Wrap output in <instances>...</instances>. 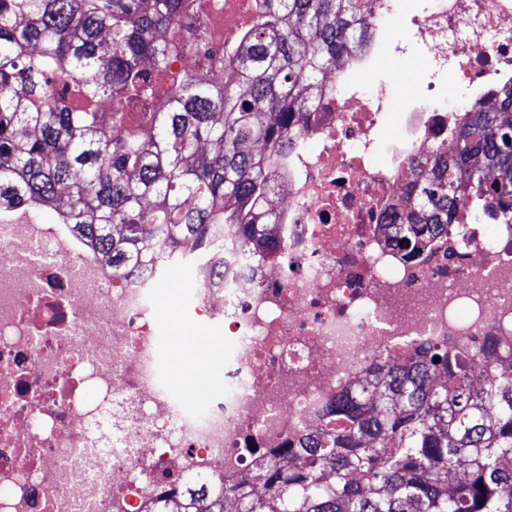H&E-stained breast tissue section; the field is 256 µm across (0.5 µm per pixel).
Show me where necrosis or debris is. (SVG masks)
<instances>
[{
    "mask_svg": "<svg viewBox=\"0 0 512 512\" xmlns=\"http://www.w3.org/2000/svg\"><path fill=\"white\" fill-rule=\"evenodd\" d=\"M243 3L206 0L193 31L232 41ZM365 6L366 40L296 118L268 240L243 250L228 235L223 257L192 265L181 316L224 339L216 400L166 383L152 303L166 257L118 273L69 225L18 215L0 232V512H154L194 487L228 490L255 481L258 456L297 467L296 440L325 428L380 353L512 352V217L465 215L415 256L392 238L414 208L410 162L451 158L460 128L512 90V0H432L403 21L459 95L413 93L389 139V95L360 79L387 52L391 85L405 81L407 49L387 39L396 0Z\"/></svg>",
    "mask_w": 512,
    "mask_h": 512,
    "instance_id": "4bbe7bcc",
    "label": "necrosis or debris"
}]
</instances>
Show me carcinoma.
<instances>
[{"mask_svg": "<svg viewBox=\"0 0 512 512\" xmlns=\"http://www.w3.org/2000/svg\"><path fill=\"white\" fill-rule=\"evenodd\" d=\"M251 25L224 47L226 78L190 74L163 93L156 75L185 47L199 0H0V223L52 211L58 224L132 267L194 240L222 250L216 225L263 244L270 172L327 74L365 26L363 0H255ZM112 100L102 111L103 97ZM508 176H467L431 157L410 167L417 211L398 225L409 256L472 210L512 198V101L460 134ZM440 361H435V358ZM481 384L440 346L385 352L365 384L336 401L333 426L299 441L305 465L260 461L262 487L191 490L182 512H512V365L491 348ZM467 471L448 490V468Z\"/></svg>", "mask_w": 512, "mask_h": 512, "instance_id": "carcinoma-1", "label": "carcinoma"}]
</instances>
